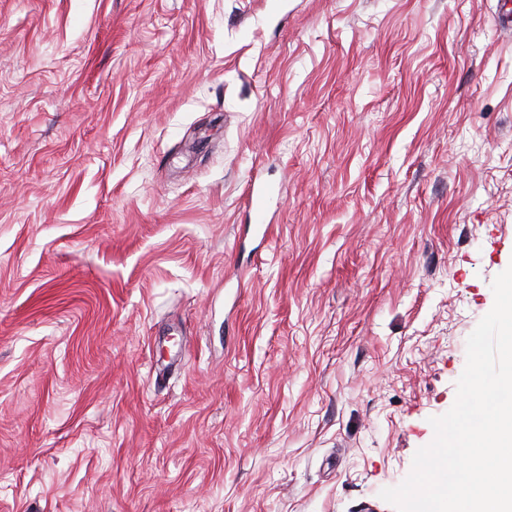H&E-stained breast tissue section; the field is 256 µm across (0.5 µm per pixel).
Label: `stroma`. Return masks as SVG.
I'll list each match as a JSON object with an SVG mask.
<instances>
[{
	"label": "stroma",
	"mask_w": 512,
	"mask_h": 512,
	"mask_svg": "<svg viewBox=\"0 0 512 512\" xmlns=\"http://www.w3.org/2000/svg\"><path fill=\"white\" fill-rule=\"evenodd\" d=\"M508 8L0 0V512H396L512 265Z\"/></svg>",
	"instance_id": "obj_1"
}]
</instances>
